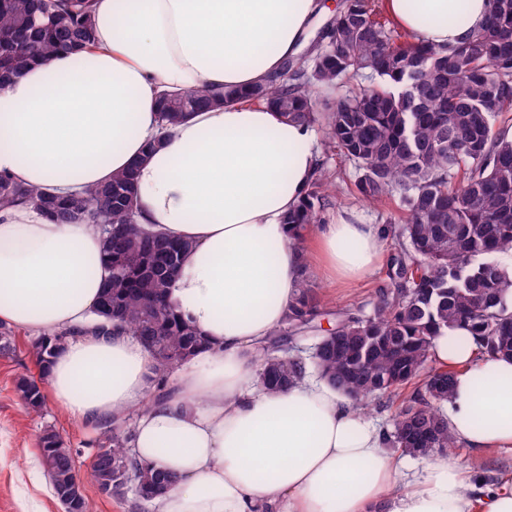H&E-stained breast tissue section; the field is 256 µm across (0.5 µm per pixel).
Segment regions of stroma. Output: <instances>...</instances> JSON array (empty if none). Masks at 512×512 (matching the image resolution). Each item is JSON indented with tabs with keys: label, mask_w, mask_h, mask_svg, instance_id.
Wrapping results in <instances>:
<instances>
[{
	"label": "stroma",
	"mask_w": 512,
	"mask_h": 512,
	"mask_svg": "<svg viewBox=\"0 0 512 512\" xmlns=\"http://www.w3.org/2000/svg\"><path fill=\"white\" fill-rule=\"evenodd\" d=\"M319 160L330 177L326 191L328 206L324 221H335L341 214L356 217L359 223L382 227L399 215L396 202L371 204L358 197L349 181L339 178L345 166L336 155L320 154ZM387 266L379 264L368 278L344 289L327 284L317 274L309 280L323 311L321 325H334L336 310H369L377 288L386 281ZM35 333L13 330L14 353L0 355V512H64L56 497L51 479L44 470L39 451V436L45 426H52L72 448L80 476L87 477L101 443V431L67 413L55 400L46 399L40 413H32L18 398L14 385L19 376L40 377V364L31 352ZM461 465L488 479L512 475V450L502 449L477 457L465 447L454 450Z\"/></svg>",
	"instance_id": "1"
}]
</instances>
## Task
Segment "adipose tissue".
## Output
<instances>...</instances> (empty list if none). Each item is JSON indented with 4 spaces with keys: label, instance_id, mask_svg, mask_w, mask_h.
<instances>
[{
    "label": "adipose tissue",
    "instance_id": "adipose-tissue-1",
    "mask_svg": "<svg viewBox=\"0 0 512 512\" xmlns=\"http://www.w3.org/2000/svg\"><path fill=\"white\" fill-rule=\"evenodd\" d=\"M386 2L435 46L488 17L487 0ZM323 9L95 0L96 49L55 55L0 87V173L65 195L135 167L139 224L191 244L168 297L206 345L170 399L147 401L149 353L117 331L69 340L50 390L92 426L133 417L139 460L178 478L156 512H512L511 482L487 484L452 456L402 480L382 429L326 382L257 383L258 350L285 320L301 260L343 288L375 271L385 240L343 216L313 227L312 252L294 242L286 219L317 176L313 127L232 103L165 129L159 95L274 81ZM110 276L92 225L57 224L31 205L0 212L1 321L40 335L85 326ZM431 354L456 372L445 405L453 436L477 455L511 448L512 360L482 353L463 327L436 337Z\"/></svg>",
    "mask_w": 512,
    "mask_h": 512
}]
</instances>
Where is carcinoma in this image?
Wrapping results in <instances>:
<instances>
[{
	"mask_svg": "<svg viewBox=\"0 0 512 512\" xmlns=\"http://www.w3.org/2000/svg\"><path fill=\"white\" fill-rule=\"evenodd\" d=\"M93 0H0V86L36 62L95 45ZM489 20L458 44L436 48L401 39L379 0H342L313 46L308 65L284 62L279 82L248 91L204 89L161 94L165 126L185 113L248 101L320 130L327 149L356 171L352 183L368 202H399L404 219L387 229L393 240L389 282L377 289L367 315L344 313L341 327L320 337L308 358L283 348L317 316L307 267L284 327L263 350L259 384L280 390L307 376L320 378L366 409L369 400L400 401L386 444L413 455L457 448L443 405L453 373L428 366L433 340L465 327L486 354L512 358V0H489ZM345 89L321 109L313 89ZM325 171L301 207L288 215L302 241L322 223ZM32 204L59 224H107L103 247L112 275L94 309L99 323L40 336V365L67 340L122 328L148 349L149 383L157 400L166 376L201 347L197 329L168 299L184 241L144 230L136 219L134 170L68 198L27 187L0 174V211ZM28 409L44 404L39 383L16 382ZM91 480L101 492H128L150 501L175 481L171 472L137 461L132 430L122 416L104 424ZM42 464L70 512H87L73 451L50 426L39 439Z\"/></svg>",
	"mask_w": 512,
	"mask_h": 512,
	"instance_id": "obj_1",
	"label": "carcinoma"
}]
</instances>
